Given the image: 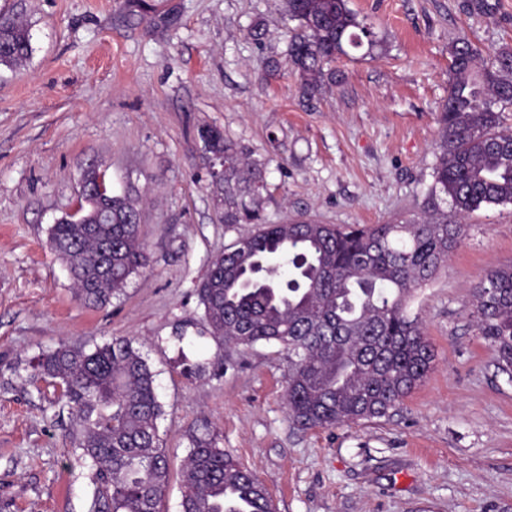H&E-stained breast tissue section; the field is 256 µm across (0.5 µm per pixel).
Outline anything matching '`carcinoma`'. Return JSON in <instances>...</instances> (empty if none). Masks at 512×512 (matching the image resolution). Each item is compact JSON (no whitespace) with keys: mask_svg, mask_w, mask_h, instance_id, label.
Here are the masks:
<instances>
[{"mask_svg":"<svg viewBox=\"0 0 512 512\" xmlns=\"http://www.w3.org/2000/svg\"><path fill=\"white\" fill-rule=\"evenodd\" d=\"M289 29L287 63L313 97L333 79L332 65L360 44L378 46L373 26L349 0H281ZM32 52L26 26L0 14V67L16 69ZM448 99L438 112L433 184L420 216L341 227L310 219L267 223L261 208L267 162L214 127L199 137L224 155L216 184L224 223L257 224L216 256L197 295L212 337L288 350V411L301 427H335L396 409L432 368L434 350L409 305L459 246L463 225L448 223L440 203L467 215L512 204V51L482 60L461 39L449 52ZM112 222L49 229L66 261L75 298L106 305L147 263L128 193L102 197ZM475 329L512 382V264L495 267L472 289ZM34 370L61 389L75 413L81 457L95 469L94 512H160L169 463L159 435L164 414L155 373L122 337L92 348L64 342ZM181 512H277L265 486L210 434L192 442L183 468Z\"/></svg>","mask_w":512,"mask_h":512,"instance_id":"cac0c4a2","label":"carcinoma"}]
</instances>
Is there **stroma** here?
I'll list each match as a JSON object with an SVG mask.
<instances>
[{
	"label": "stroma",
	"mask_w": 512,
	"mask_h": 512,
	"mask_svg": "<svg viewBox=\"0 0 512 512\" xmlns=\"http://www.w3.org/2000/svg\"><path fill=\"white\" fill-rule=\"evenodd\" d=\"M0 0L31 56L0 68V512H89L93 471L74 421L31 363L69 341L122 336L156 374L180 512L194 437L257 475L277 512H512V381L469 316L472 288L512 263V204L464 221L460 245L412 306L435 351L424 382L388 416L301 428L288 415V354L215 340L196 292L248 224H227L198 136L214 126L268 160L272 223L383 224L418 212L433 182L449 50L465 38L512 49V0H350L380 40L336 63L314 99L286 65L280 0ZM264 23L262 42L246 30ZM102 170L138 198L148 261L101 309L80 304L48 229ZM222 370H215V361Z\"/></svg>",
	"instance_id": "stroma-1"
}]
</instances>
